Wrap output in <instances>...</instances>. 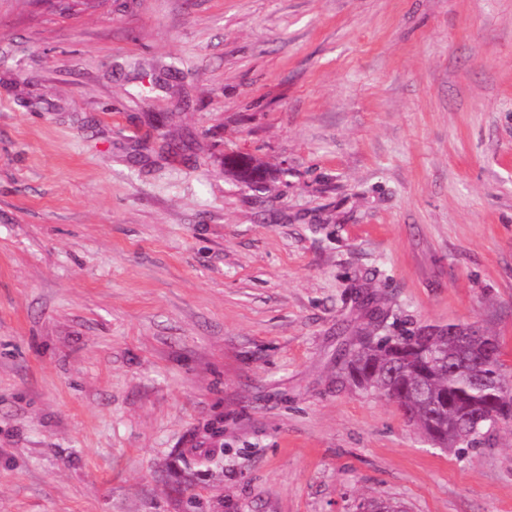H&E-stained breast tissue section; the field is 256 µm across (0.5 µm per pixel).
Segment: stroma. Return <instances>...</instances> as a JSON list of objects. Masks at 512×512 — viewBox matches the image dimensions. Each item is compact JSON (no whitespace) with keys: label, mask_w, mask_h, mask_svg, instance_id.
Listing matches in <instances>:
<instances>
[{"label":"stroma","mask_w":512,"mask_h":512,"mask_svg":"<svg viewBox=\"0 0 512 512\" xmlns=\"http://www.w3.org/2000/svg\"><path fill=\"white\" fill-rule=\"evenodd\" d=\"M60 8L0 0V512H512L511 432L338 375L451 324L512 370V0Z\"/></svg>","instance_id":"1"}]
</instances>
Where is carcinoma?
<instances>
[{
  "label": "carcinoma",
  "instance_id": "cac0c4a2",
  "mask_svg": "<svg viewBox=\"0 0 512 512\" xmlns=\"http://www.w3.org/2000/svg\"><path fill=\"white\" fill-rule=\"evenodd\" d=\"M248 182L263 179L257 168L241 160L232 163ZM482 336L473 333L462 343L451 333L425 344L418 334L386 336L371 341L340 366L342 376L398 404L406 418L441 449L464 451L492 444V431H474L476 422L494 416L512 429V399L502 393L512 380L503 376L504 351L481 352ZM361 512H406L390 499L368 498Z\"/></svg>",
  "mask_w": 512,
  "mask_h": 512
}]
</instances>
